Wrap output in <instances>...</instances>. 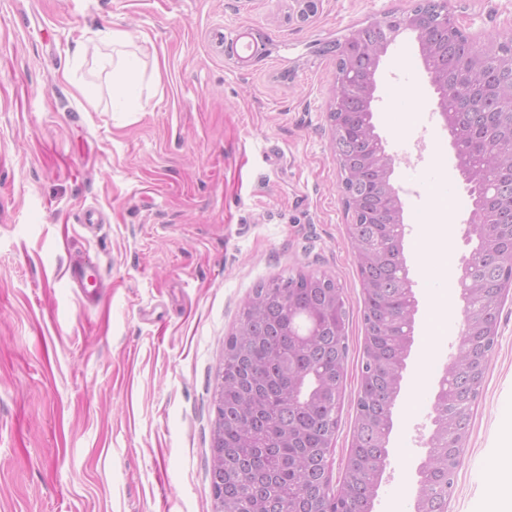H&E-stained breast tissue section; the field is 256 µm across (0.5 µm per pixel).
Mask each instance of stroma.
I'll return each instance as SVG.
<instances>
[{
  "instance_id": "1",
  "label": "stroma",
  "mask_w": 512,
  "mask_h": 512,
  "mask_svg": "<svg viewBox=\"0 0 512 512\" xmlns=\"http://www.w3.org/2000/svg\"><path fill=\"white\" fill-rule=\"evenodd\" d=\"M415 0H0V512H213L212 397L224 341L261 282L331 276L349 312L346 471L364 344L362 285L330 147L331 45ZM473 35L512 30V0H450ZM123 29L145 108L112 110L97 34ZM259 36L246 62L227 47ZM374 122L395 160L417 308L372 512H413L432 405L462 328L449 257L471 203L415 34L388 44ZM96 91L89 107L75 87ZM97 211L81 226L86 208ZM436 251L425 267L422 256ZM87 262L97 296L69 277ZM512 403V293L473 406L447 512H484L499 412Z\"/></svg>"
}]
</instances>
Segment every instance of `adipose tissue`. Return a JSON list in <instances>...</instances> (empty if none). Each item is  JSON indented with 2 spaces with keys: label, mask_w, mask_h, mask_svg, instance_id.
Listing matches in <instances>:
<instances>
[{
  "label": "adipose tissue",
  "mask_w": 512,
  "mask_h": 512,
  "mask_svg": "<svg viewBox=\"0 0 512 512\" xmlns=\"http://www.w3.org/2000/svg\"><path fill=\"white\" fill-rule=\"evenodd\" d=\"M102 43L110 47L102 64L112 68V109L116 112L142 111L141 90L143 69L139 56L130 50V36L115 29L105 33ZM500 452L491 470L495 484L490 512H512V405L504 406L499 416Z\"/></svg>",
  "instance_id": "obj_1"
}]
</instances>
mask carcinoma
<instances>
[{"label": "carcinoma", "instance_id": "carcinoma-1", "mask_svg": "<svg viewBox=\"0 0 512 512\" xmlns=\"http://www.w3.org/2000/svg\"><path fill=\"white\" fill-rule=\"evenodd\" d=\"M501 84L496 67H486L481 82L458 85L448 94V108L458 99L477 91L480 111L472 125L459 129L469 136L471 126L480 122V113L500 106L490 88ZM347 192L359 200L361 209L351 213L357 220L356 234L392 236L389 224L372 223L375 203L372 180L348 185ZM492 249L499 259L476 255L475 273L490 293L512 276L506 259L512 254V239H496ZM402 253H390L370 260L357 256L359 273L377 288L364 299L365 327L360 389L356 400L347 472L340 490L333 491L328 475L326 445L334 441L345 365L349 347L336 341L333 327L316 320L315 311L324 303L336 282L329 276L298 270L253 288L239 318V326L224 341V469L212 467L210 477L224 501L233 509L249 494L264 505L266 512H369L377 485L369 474L384 467L388 450L383 434L391 432L392 408L400 393L407 356L405 336L412 289L403 287L400 265ZM311 333L309 346L300 350L288 326ZM471 351L457 357L455 368L446 371L447 398L434 403L435 417L449 420L465 432L470 416L454 412V404L478 396L486 367L495 345L484 336L466 337ZM292 364V374L317 378L337 396L321 399L305 408L290 399L289 379L283 365ZM291 426L301 430L294 442L283 443L280 430ZM448 441L441 438L432 448L433 463L422 472L417 498L427 512H442L448 488L454 478L441 480Z\"/></svg>", "mask_w": 512, "mask_h": 512}]
</instances>
